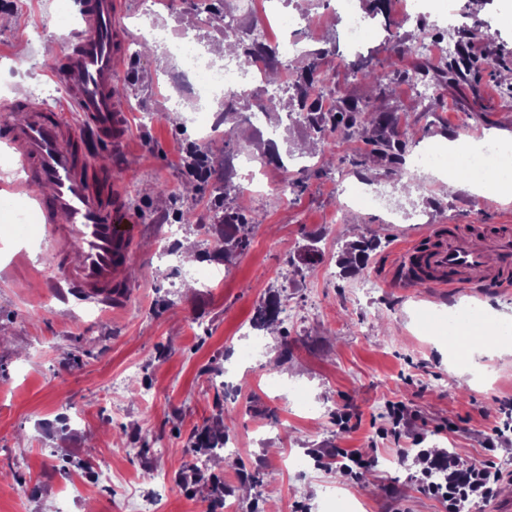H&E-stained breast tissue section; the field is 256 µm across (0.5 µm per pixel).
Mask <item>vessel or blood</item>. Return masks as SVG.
Returning <instances> with one entry per match:
<instances>
[{
	"label": "vessel or blood",
	"instance_id": "b4317fda",
	"mask_svg": "<svg viewBox=\"0 0 512 512\" xmlns=\"http://www.w3.org/2000/svg\"><path fill=\"white\" fill-rule=\"evenodd\" d=\"M118 7L119 0H80L83 25L61 39L65 63L52 76L70 89V114L32 104L23 122L0 120V141L26 172L14 193L51 188L36 203L54 273L70 295L96 300L110 313L126 303L128 285L117 273L130 266L135 240L122 191L111 171L95 163L101 150L126 140L130 127L114 89L127 39L113 23ZM394 284L481 294L511 288L512 235L478 237L455 224L438 225L405 249Z\"/></svg>",
	"mask_w": 512,
	"mask_h": 512
}]
</instances>
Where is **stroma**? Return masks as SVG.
I'll return each instance as SVG.
<instances>
[{
  "label": "stroma",
  "instance_id": "stroma-1",
  "mask_svg": "<svg viewBox=\"0 0 512 512\" xmlns=\"http://www.w3.org/2000/svg\"><path fill=\"white\" fill-rule=\"evenodd\" d=\"M468 18L464 28L450 26L447 16H423L398 23L406 46L394 55L381 25H374L359 57L395 62L401 78L380 89L338 66L334 97H347L391 113L409 137L404 166L414 177L407 190H392L394 176L386 164L367 156L360 140L337 141L333 151H316L305 168L280 171L287 196L269 193L253 200L243 191L240 162L267 147L247 121H231L234 153L229 167L241 188L233 199L237 211L256 217L258 227L248 248L229 260L206 257L198 228L177 223L185 209L216 223L211 201L216 181L198 182L186 173L183 159L194 145L189 127L162 119L165 111L185 112L189 95L172 97L167 73L178 59L166 51L137 53L136 43L160 30L171 40L182 35L204 43L223 40V27L208 15L195 14L191 0L149 12L145 0H121L115 22L127 34L126 62L117 70L116 86L131 117L133 131L118 149L96 159L122 189L138 228L131 267L121 276L129 285L122 314L111 315L88 301L64 309L37 272L46 263L43 233L22 242L0 225V512H137L144 499L161 498L164 512H212L207 484L184 485L180 470L192 461L194 434L219 413L231 409L227 424L229 452L209 458L208 471L226 490L225 502L240 512H390L400 497L407 512H443L442 505L415 489L423 467L412 448L413 436L441 452L466 458L489 457L512 470V436L487 452L486 440L501 400L512 398V337L484 343L478 365L454 362L447 340L429 334L430 316L471 309L480 319L512 325V288L486 296L465 290L446 294L431 288L392 287L394 267L405 248L435 224H511L512 203L485 194L484 204L469 182L448 191L415 156L429 143L512 139V106L505 105V81L493 70L479 80L439 88L436 97L420 100L412 76L424 66L417 46L436 36L457 49L487 61L507 54L512 66V21L504 0H457ZM318 27L289 29L301 56L292 59L289 80H296L306 53L328 50L347 55L343 22L333 6H317ZM0 105L14 114L36 102L40 88L56 87L48 68L58 64L57 46L71 28L81 27L78 0H0ZM41 31V42L19 45L16 29ZM495 33L482 41L483 29ZM380 195L377 208H356L343 223L330 217L341 203L338 182ZM173 190L158 196L157 186ZM365 236L378 247L362 273L327 279L325 264L335 263L346 243ZM196 241L198 265L223 270L208 286L170 287L166 244ZM320 259L305 264L309 245ZM279 293L295 322L262 337L254 362L237 357L250 342L246 330L257 306ZM288 339L287 362L278 377L306 391L315 405L309 414L287 396L271 390L263 375L279 361L280 341ZM126 390L113 395L115 380ZM156 394L152 403L142 390ZM403 402L410 414L405 464L391 461L390 443L370 445L372 426L388 424L387 405ZM348 413L358 431L342 436L336 416ZM377 448L376 463L349 485L327 452L333 448ZM112 463V485H99L98 459ZM257 474L245 487L240 473Z\"/></svg>",
  "mask_w": 512,
  "mask_h": 512
}]
</instances>
